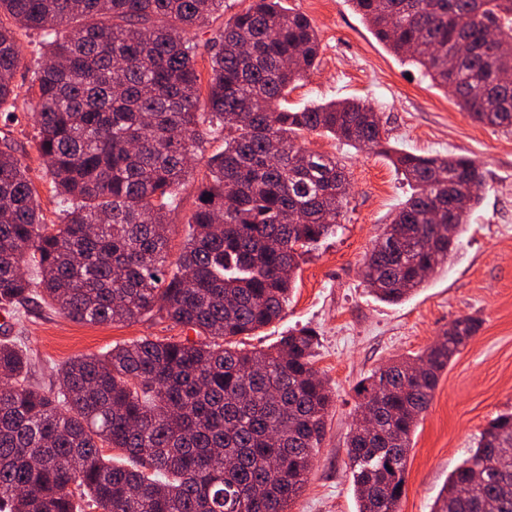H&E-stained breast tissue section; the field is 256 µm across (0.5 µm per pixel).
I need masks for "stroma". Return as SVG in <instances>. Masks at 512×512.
<instances>
[{"mask_svg":"<svg viewBox=\"0 0 512 512\" xmlns=\"http://www.w3.org/2000/svg\"><path fill=\"white\" fill-rule=\"evenodd\" d=\"M288 11L307 16L320 40L319 64L292 85L290 108L357 98L378 110L393 145L415 154L465 155L487 176L484 198L469 217L448 268L399 304L375 298L366 287L363 261L411 190L385 156L359 151L333 138L309 134L310 150L344 165L350 190L335 235L306 255L283 320L244 337L248 349L275 344L283 332L314 329L320 345L314 366L334 402L308 483L291 512H357L346 440L359 413L357 383L397 356L430 346L456 318L481 321L441 376L429 409L420 418L408 454L400 512H431L449 474L466 459L480 431L494 417L512 412V131L472 121L455 97L379 43L349 0H283ZM20 105L17 124L0 125V150L29 167L37 200L48 219L56 201L37 152L36 131ZM200 180L190 176L170 217L168 258L181 252L187 216L195 208ZM23 338L39 363L45 388L57 383L54 367L85 354H103L143 337L179 340L185 333L169 321L89 325L60 316L43 303L18 308L0 338Z\"/></svg>","mask_w":512,"mask_h":512,"instance_id":"35a3bbf8","label":"stroma"}]
</instances>
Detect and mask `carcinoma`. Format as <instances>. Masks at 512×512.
<instances>
[{"instance_id":"obj_1","label":"carcinoma","mask_w":512,"mask_h":512,"mask_svg":"<svg viewBox=\"0 0 512 512\" xmlns=\"http://www.w3.org/2000/svg\"><path fill=\"white\" fill-rule=\"evenodd\" d=\"M281 2L251 0L206 41L203 91L199 45L184 33L224 0H0V112L15 119L19 35L38 30L30 118L61 205L48 223L26 167L0 150V309L38 297L84 324L155 313L197 336L76 357L49 391L30 381L26 347L1 341L0 512H290L307 483L333 402L314 368L316 332L253 351L233 338L283 319L304 256L336 233L347 175L304 134L389 148L360 100L282 105L317 67L319 42ZM350 2L473 121L512 130V0ZM207 138L224 149L205 164L170 269L169 215ZM391 162L411 195L363 276L376 298L400 303L423 287L421 269L448 266L486 173L461 155L397 151ZM480 326L459 317L360 382L371 422L346 441L358 512H399L411 437ZM497 448H512V412L480 432L431 512H512V454Z\"/></svg>"}]
</instances>
